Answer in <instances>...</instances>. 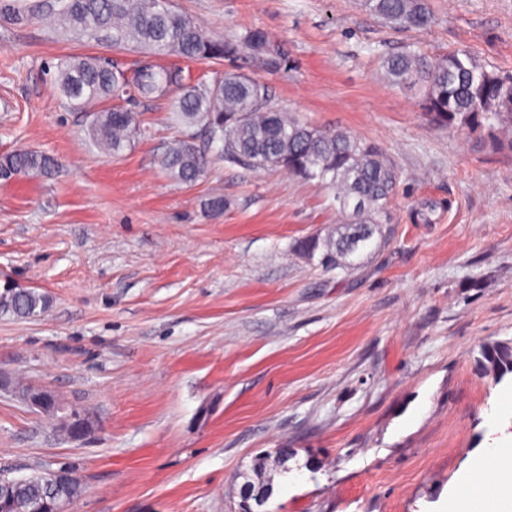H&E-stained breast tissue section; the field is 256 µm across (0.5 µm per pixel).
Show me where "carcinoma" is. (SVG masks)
Masks as SVG:
<instances>
[{"label": "carcinoma", "instance_id": "1", "mask_svg": "<svg viewBox=\"0 0 512 512\" xmlns=\"http://www.w3.org/2000/svg\"><path fill=\"white\" fill-rule=\"evenodd\" d=\"M156 0H69L59 10L62 28L100 42L130 46L141 52L174 54L191 60H222L243 45L274 68L281 65L279 45L264 31L252 29L236 40H214L205 36L188 18ZM371 15L395 30L420 29L433 16L428 0H363ZM385 78L396 86H418L421 106L438 126L487 132L486 143L494 150L512 151V138L502 140L495 131L512 129V73L487 68L465 49L432 57L421 49L404 48L384 56ZM56 88L67 103L83 110L92 103L101 108L90 114L95 144L117 154L140 132V123L112 101L123 98L132 87L144 97H161L174 86L182 94L174 103L173 121L190 130L207 128L219 158L247 168L281 167L308 180H318L336 189L340 210L350 211L336 235L297 242V251L314 256L322 252L327 267H344L342 260L365 247L374 227L388 221V206L398 173L375 143L359 140L347 132H326L299 122L269 106L268 88L249 77L216 72L211 80L184 82L182 71L153 64L135 70L134 80L117 76L91 57L60 61ZM162 165L176 180L191 183L202 175L205 154L187 133L172 143ZM58 163L36 150L0 155V178L22 174L52 175ZM48 297L32 288H12L0 293V312L18 318L44 313ZM481 357L500 375L512 373V343L496 342L481 350ZM46 473L34 470L0 501V512H29L39 502L48 512L56 504Z\"/></svg>", "mask_w": 512, "mask_h": 512}]
</instances>
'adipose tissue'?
<instances>
[{
  "label": "adipose tissue",
  "instance_id": "obj_1",
  "mask_svg": "<svg viewBox=\"0 0 512 512\" xmlns=\"http://www.w3.org/2000/svg\"><path fill=\"white\" fill-rule=\"evenodd\" d=\"M464 473L441 512H512V408Z\"/></svg>",
  "mask_w": 512,
  "mask_h": 512
}]
</instances>
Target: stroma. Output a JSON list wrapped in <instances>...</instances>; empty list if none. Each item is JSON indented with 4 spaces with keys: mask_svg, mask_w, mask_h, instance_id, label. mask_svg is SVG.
<instances>
[{
    "mask_svg": "<svg viewBox=\"0 0 512 512\" xmlns=\"http://www.w3.org/2000/svg\"><path fill=\"white\" fill-rule=\"evenodd\" d=\"M57 5L0 0V154L59 164L0 180V283L50 300L0 314V372L98 426L63 439L2 392L0 470L73 469L86 489L69 512H238L248 482L273 488L262 512H438L512 391V373L478 363L512 341V152L433 124L380 60L463 48L512 71V0H429L424 30L386 27L361 0H172L214 39L264 30L283 62L242 49L159 64L256 79L275 108L376 143L396 168L389 223L344 269L295 249L342 221L335 189L217 159L170 178L171 98L124 97L141 131L100 151L56 64L90 55L130 75L150 56L61 32Z\"/></svg>",
    "mask_w": 512,
    "mask_h": 512,
    "instance_id": "stroma-1",
    "label": "stroma"
}]
</instances>
